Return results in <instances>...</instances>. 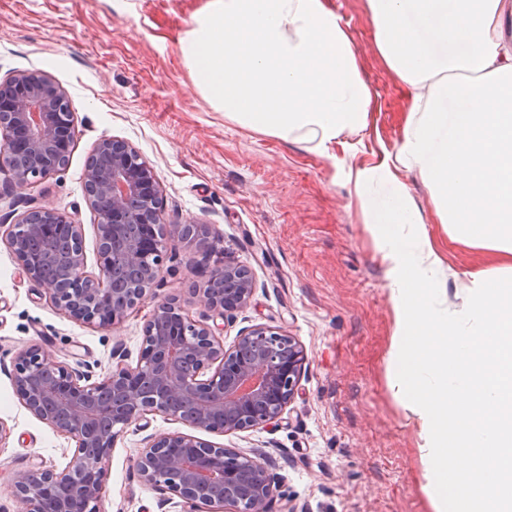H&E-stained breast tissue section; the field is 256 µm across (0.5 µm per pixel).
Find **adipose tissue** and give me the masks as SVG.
Segmentation results:
<instances>
[{
  "instance_id": "ef3b65f1",
  "label": "adipose tissue",
  "mask_w": 512,
  "mask_h": 512,
  "mask_svg": "<svg viewBox=\"0 0 512 512\" xmlns=\"http://www.w3.org/2000/svg\"><path fill=\"white\" fill-rule=\"evenodd\" d=\"M374 47L409 91L392 160L358 171L396 329V395L416 418L424 490L512 512V0H365ZM226 117L324 154L366 128L374 94L331 0H208L180 46ZM417 170L451 239L492 252L450 309L441 260L396 167ZM411 226L413 236L401 235Z\"/></svg>"
}]
</instances>
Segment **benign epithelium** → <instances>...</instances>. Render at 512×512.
Segmentation results:
<instances>
[{"label": "benign epithelium", "mask_w": 512, "mask_h": 512, "mask_svg": "<svg viewBox=\"0 0 512 512\" xmlns=\"http://www.w3.org/2000/svg\"><path fill=\"white\" fill-rule=\"evenodd\" d=\"M76 141L66 91L50 75L20 71L0 80V168L12 188L0 201L13 208L23 191L68 163ZM97 218V271L87 270L83 227L49 207H34L0 225V241L23 271L69 317L110 330L154 296L168 245L191 242L220 253L207 224H168L152 167L127 141L102 137L83 178ZM55 239L67 256L57 270L42 264L40 240ZM254 284L226 254L200 289L205 310L195 319L175 299L159 301L148 320L136 365L112 350L101 378L54 359L38 344L19 350L11 373L24 407L74 442L65 468L19 471L16 495L29 512H100L106 463L124 429L161 414L193 430L224 435L276 426L304 373L305 354L280 329L254 325L224 347L216 331L246 307ZM263 453H243L193 434L150 439L136 459L139 480L179 498L181 512H271L275 484Z\"/></svg>", "instance_id": "1"}]
</instances>
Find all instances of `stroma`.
Wrapping results in <instances>:
<instances>
[{"mask_svg": "<svg viewBox=\"0 0 512 512\" xmlns=\"http://www.w3.org/2000/svg\"><path fill=\"white\" fill-rule=\"evenodd\" d=\"M208 0H0V79L41 70L68 92L76 146L63 171L27 190L20 210L54 208L84 228L88 270L96 268V218L83 193L87 157L102 137L129 142L153 168L170 224L203 223L246 266L255 284L246 308L225 324L233 345L253 325L283 330L302 345L305 373L275 428L207 441L272 457V512H434L410 411L391 388L395 314L379 244L363 224L356 171L396 153L407 105L398 81L373 50L364 0H333L350 30L376 100L368 129L343 135L332 157L241 126L194 85L180 43ZM397 177L420 209L442 261L439 286L464 308L471 273L494 265L490 252L452 241L418 172ZM213 259L192 244L167 250L155 300L118 328L75 322L27 279L0 243V512H26L12 472L63 469L72 443L34 418L8 375L15 354L37 343L59 361L112 367L123 344L136 363L156 300L176 298L192 314ZM161 415L130 426L107 463L101 512H174L165 491L141 482L133 464L147 439L181 430Z\"/></svg>", "mask_w": 512, "mask_h": 512, "instance_id": "1", "label": "stroma"}]
</instances>
